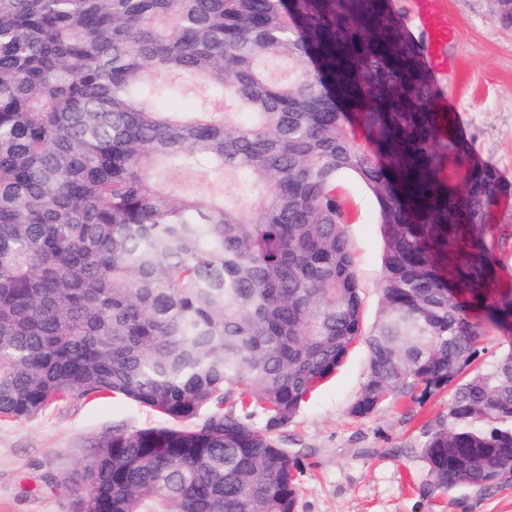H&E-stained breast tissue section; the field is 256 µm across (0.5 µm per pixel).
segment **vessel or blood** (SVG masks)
<instances>
[{
	"label": "vessel or blood",
	"mask_w": 512,
	"mask_h": 512,
	"mask_svg": "<svg viewBox=\"0 0 512 512\" xmlns=\"http://www.w3.org/2000/svg\"><path fill=\"white\" fill-rule=\"evenodd\" d=\"M414 18L427 35L426 59L436 81H443L450 75L456 65V58L451 54L438 52V45L453 43L456 32L448 20L442 6V0H415Z\"/></svg>",
	"instance_id": "obj_1"
}]
</instances>
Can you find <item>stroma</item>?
<instances>
[{
    "mask_svg": "<svg viewBox=\"0 0 512 512\" xmlns=\"http://www.w3.org/2000/svg\"><path fill=\"white\" fill-rule=\"evenodd\" d=\"M457 40L459 65L444 91L461 105L462 132L475 152L512 183V30L502 28L494 0H443ZM360 220L350 225L365 322L379 305L382 238L370 191L347 178ZM367 357L356 346L289 424L286 448L302 463L296 512H512V481L492 492L430 487L418 453L422 433L448 411V396L393 397L371 417L349 413ZM125 399L75 397L26 421L0 420V512H71L62 480L115 430L159 425Z\"/></svg>",
    "mask_w": 512,
    "mask_h": 512,
    "instance_id": "35a3bbf8",
    "label": "stroma"
}]
</instances>
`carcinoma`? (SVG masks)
I'll return each mask as SVG.
<instances>
[{
  "mask_svg": "<svg viewBox=\"0 0 512 512\" xmlns=\"http://www.w3.org/2000/svg\"><path fill=\"white\" fill-rule=\"evenodd\" d=\"M424 44L396 0H0V420L80 396L163 419L96 441L73 512H295L283 433L360 343L352 416L448 394L429 485L512 480V185L431 111ZM177 87L202 109L161 111ZM347 176L383 238L369 328ZM182 180L194 192L202 195L223 196L224 199L232 202L247 200L248 197L240 183L233 182L231 179L221 181H211L207 179H196L189 176L177 177Z\"/></svg>",
  "mask_w": 512,
  "mask_h": 512,
  "instance_id": "1",
  "label": "carcinoma"
}]
</instances>
